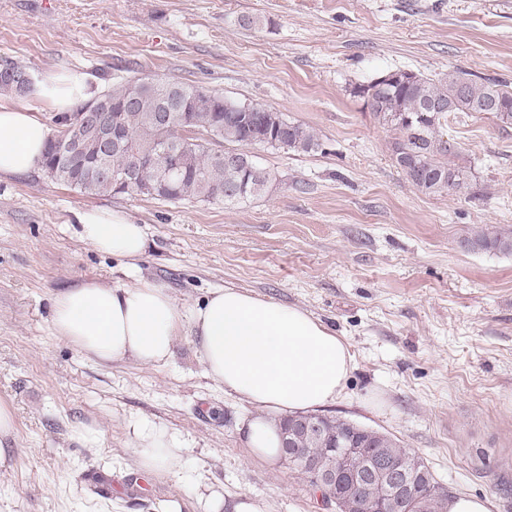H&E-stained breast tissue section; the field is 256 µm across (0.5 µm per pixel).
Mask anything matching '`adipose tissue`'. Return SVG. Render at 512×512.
<instances>
[{
    "instance_id": "ef3b65f1",
    "label": "adipose tissue",
    "mask_w": 512,
    "mask_h": 512,
    "mask_svg": "<svg viewBox=\"0 0 512 512\" xmlns=\"http://www.w3.org/2000/svg\"><path fill=\"white\" fill-rule=\"evenodd\" d=\"M40 92L58 113L72 111L93 95L87 75L43 76ZM49 127L28 107L0 104V175H22L39 166ZM81 241L120 259L129 283L90 281L54 299L51 327L80 352L102 362L132 358L154 366L172 358L191 329L209 377L225 393L254 405L247 424L249 450L262 460L281 455L278 416L336 402L353 369L344 342L305 310L236 288L210 291L199 305L181 307L168 286L140 268L148 249L143 225L126 212L93 208L76 212ZM140 469L179 472L185 442L166 426H132Z\"/></svg>"
}]
</instances>
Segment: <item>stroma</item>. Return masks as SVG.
<instances>
[{"mask_svg": "<svg viewBox=\"0 0 512 512\" xmlns=\"http://www.w3.org/2000/svg\"><path fill=\"white\" fill-rule=\"evenodd\" d=\"M4 60L84 72L99 95L145 74L197 84L309 126L320 147L252 146L275 179L233 206L0 176V403L15 417L0 512H204L209 488L259 512H323L306 479L250 454L241 426L254 408L205 375L190 337L144 366L97 363L54 335L58 292L128 281L77 235L75 212L96 207L143 224L142 273L178 306L234 287L320 319L354 361L322 415L391 435L452 494L512 512V254L463 244L512 231V125L449 115L439 135L470 187L425 193L396 164L394 132L352 94L397 69L512 87V0H0ZM140 418L186 441L182 472L138 468ZM84 425L100 444L75 437Z\"/></svg>", "mask_w": 512, "mask_h": 512, "instance_id": "1", "label": "stroma"}]
</instances>
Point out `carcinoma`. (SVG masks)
I'll return each instance as SVG.
<instances>
[{"mask_svg":"<svg viewBox=\"0 0 512 512\" xmlns=\"http://www.w3.org/2000/svg\"><path fill=\"white\" fill-rule=\"evenodd\" d=\"M396 74L394 80L376 79L357 86L353 94L364 100L380 123L398 134L392 142L397 165L420 191H460L468 187L462 167L451 161L457 152L438 136L441 120L456 112H492L501 123L512 125V90L495 81H479L475 74L464 70H453L435 79L412 71L398 70ZM128 100L131 107L122 117L129 146L108 152L109 173L97 170L88 161L59 158L50 141L41 161L46 177L88 195L112 196L124 192L114 177L134 169L138 195L238 204L264 193L273 175L257 164H226L218 157L223 143L243 149L265 146L269 137L278 141L275 148L297 153H309L320 146L312 129L290 122L278 112L253 104L248 105L249 112H241L239 103L179 81L138 77L117 84L93 102L102 105L105 113ZM167 111L172 113L170 123H156L154 114ZM51 138L94 141L90 130L78 122L63 124V129L56 130ZM166 145L179 150L180 168L172 175L162 167L159 154ZM466 246L472 251L512 254V232L490 235L479 231L466 240ZM353 427L348 420L333 418L322 438L309 441L299 437L297 443L307 455V463L291 469L307 479L316 469L338 470L339 464L327 453L326 445L333 434L350 433ZM355 436L397 457L414 476V493L396 499L392 512H447L452 494L437 482L420 457L386 433L378 436L375 430L363 427ZM335 490L344 512H369L381 494V488L375 485L362 490L344 476L336 479Z\"/></svg>","mask_w":512,"mask_h":512,"instance_id":"carcinoma-1","label":"carcinoma"}]
</instances>
